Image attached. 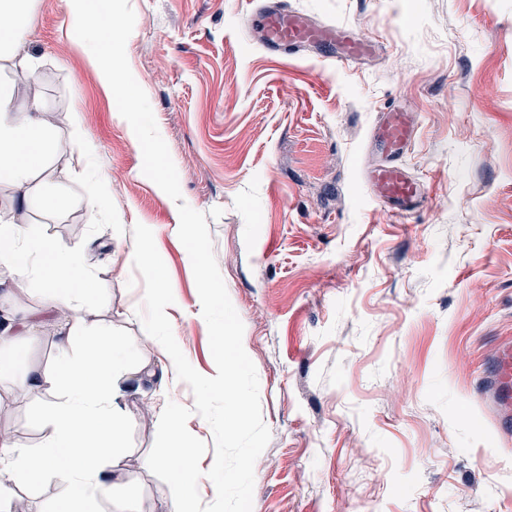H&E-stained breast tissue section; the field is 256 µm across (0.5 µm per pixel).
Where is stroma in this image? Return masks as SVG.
Instances as JSON below:
<instances>
[{
    "label": "stroma",
    "mask_w": 512,
    "mask_h": 512,
    "mask_svg": "<svg viewBox=\"0 0 512 512\" xmlns=\"http://www.w3.org/2000/svg\"><path fill=\"white\" fill-rule=\"evenodd\" d=\"M351 27L377 50L339 69L303 51L275 57L244 21L262 0H130L126 44L179 175L206 216L230 300L244 324L271 439L255 463L252 512H512V439L475 386L512 345V0H283ZM34 33L0 59L16 105L57 116L59 140L93 159L52 155L64 205L28 213L38 233L81 246L94 279L89 324L132 342L116 407L132 421L119 494L128 512H171L148 469L167 402L194 405L138 312L132 229L152 230L171 281L166 314L182 352L215 375L178 207L142 172L70 25L71 0H32ZM408 108L403 159L424 201L389 216L367 169L380 110ZM107 180L105 211L76 200L86 173ZM57 339L22 341L17 373L51 369ZM0 378V431L38 446L41 400L16 405Z\"/></svg>",
    "instance_id": "35a3bbf8"
}]
</instances>
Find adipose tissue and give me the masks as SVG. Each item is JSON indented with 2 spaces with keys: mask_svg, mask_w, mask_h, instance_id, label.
Returning <instances> with one entry per match:
<instances>
[{
  "mask_svg": "<svg viewBox=\"0 0 512 512\" xmlns=\"http://www.w3.org/2000/svg\"><path fill=\"white\" fill-rule=\"evenodd\" d=\"M31 0H0V47L22 41L31 30ZM55 121L38 103L18 111L8 88L0 86V180L18 192L22 210H50L56 198L40 176L46 159L58 148ZM0 264L5 265L15 294L28 281L45 284V316L9 324L0 334V373L11 371L18 338L51 329L60 336V358L52 371L22 376L18 396L51 389L63 399L48 404L42 414L46 435L34 448L17 438L0 437V502H10L22 485L53 477L58 494L50 512H98L99 499L110 501L111 512H126L113 499L111 484L128 477L121 467L120 448L128 416L114 405L113 384L124 369L127 343L104 331H89L84 319V298L91 276L76 248L34 233L13 215H0Z\"/></svg>",
  "mask_w": 512,
  "mask_h": 512,
  "instance_id": "obj_1",
  "label": "adipose tissue"
}]
</instances>
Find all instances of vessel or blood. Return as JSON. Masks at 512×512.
I'll list each match as a JSON object with an SVG mask.
<instances>
[{
	"instance_id": "vessel-or-blood-1",
	"label": "vessel or blood",
	"mask_w": 512,
	"mask_h": 512,
	"mask_svg": "<svg viewBox=\"0 0 512 512\" xmlns=\"http://www.w3.org/2000/svg\"><path fill=\"white\" fill-rule=\"evenodd\" d=\"M250 31L272 53L291 54L310 48L328 49V59L347 68L371 56L375 44L356 37L340 25H324L303 13L287 9L282 0H267L246 17ZM415 133L404 109L384 108L372 138L385 155L383 163L368 170L366 179L374 197L393 214L403 215L418 206L424 196L422 185L407 174L400 159L409 151ZM479 394L496 410V424L502 434L512 433V347L498 349L481 380Z\"/></svg>"
}]
</instances>
